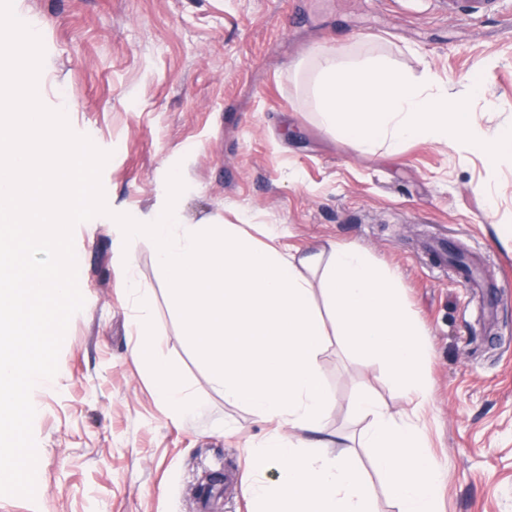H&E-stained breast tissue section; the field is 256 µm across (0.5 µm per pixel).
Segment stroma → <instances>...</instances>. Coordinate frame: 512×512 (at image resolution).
<instances>
[{
	"mask_svg": "<svg viewBox=\"0 0 512 512\" xmlns=\"http://www.w3.org/2000/svg\"><path fill=\"white\" fill-rule=\"evenodd\" d=\"M44 47L37 91L71 130L109 152L101 173L109 215L73 231L85 303L70 320L58 383L35 388L36 494L0 496V512H250L257 473L247 451L273 426L226 401L183 335L148 245L135 274L153 289L156 355L171 362L205 413L173 423L136 361L133 305L113 260L112 214L148 216L179 168L192 221L218 218L255 241L304 256L333 241L392 270L426 334L433 383L424 430L443 472L439 512H512V157L488 168L464 145L421 139L398 153L356 149L319 120L305 61L317 47L370 50L418 76L465 89L477 59L493 60L472 115L512 122V0H13ZM486 185L479 193L477 185ZM445 239L479 258L503 287L494 315L437 263ZM327 333L319 357L340 432L325 457L352 456L367 473L373 512H397L358 448L351 401L372 393L391 413L407 404L377 363ZM235 474L226 490L212 474Z\"/></svg>",
	"mask_w": 512,
	"mask_h": 512,
	"instance_id": "1",
	"label": "stroma"
}]
</instances>
